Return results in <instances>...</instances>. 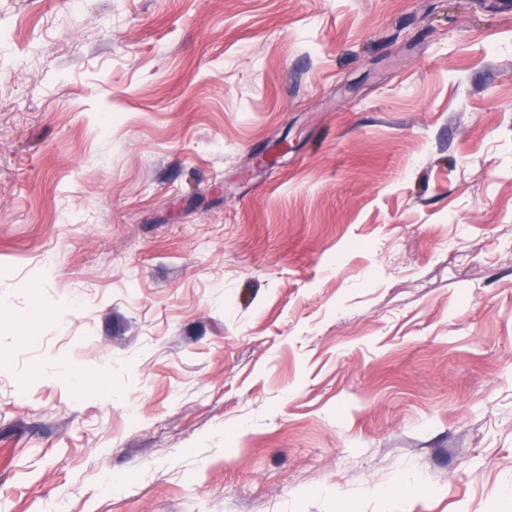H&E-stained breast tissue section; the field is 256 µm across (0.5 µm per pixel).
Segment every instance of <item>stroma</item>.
Listing matches in <instances>:
<instances>
[{
    "mask_svg": "<svg viewBox=\"0 0 512 512\" xmlns=\"http://www.w3.org/2000/svg\"><path fill=\"white\" fill-rule=\"evenodd\" d=\"M61 502L512 512V0H0V512Z\"/></svg>",
    "mask_w": 512,
    "mask_h": 512,
    "instance_id": "1",
    "label": "stroma"
}]
</instances>
